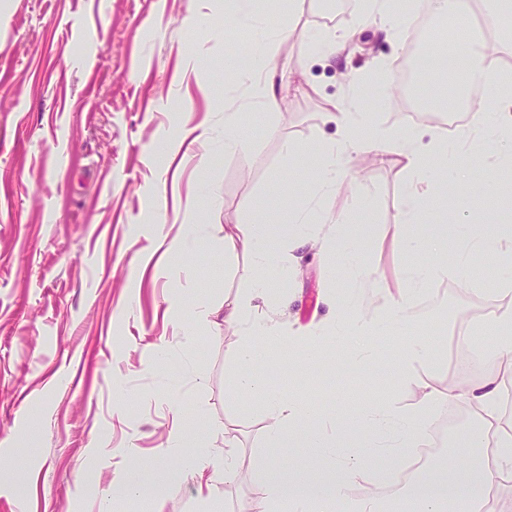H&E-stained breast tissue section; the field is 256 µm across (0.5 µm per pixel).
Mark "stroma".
Instances as JSON below:
<instances>
[{
    "instance_id": "stroma-1",
    "label": "stroma",
    "mask_w": 512,
    "mask_h": 512,
    "mask_svg": "<svg viewBox=\"0 0 512 512\" xmlns=\"http://www.w3.org/2000/svg\"><path fill=\"white\" fill-rule=\"evenodd\" d=\"M224 2L0 0V512H90L133 464L159 488L165 512H203L197 478L174 476L163 457L176 420L214 448L232 435L238 477L222 485L220 507L257 512L254 463L295 470L312 451L270 445L257 403L227 400L242 326L179 319L171 304L220 307L247 286L251 260L225 248L224 237L257 215L276 235L288 234L299 207L361 215V261L395 295L406 288L404 235L452 232L459 202L451 191L428 201L425 224L400 226L405 171L394 155H359L352 186L311 203L308 150L339 137L327 119L332 101L377 61L392 68L406 54V41L368 26L350 52L308 57L309 35L349 26L352 0H271V17L289 16L290 27L278 47V108L267 129H252L244 152L214 153L196 141V127L248 121V91L225 66L235 39L225 31ZM163 139L180 143L167 160L154 152ZM464 192L484 235L512 221L497 196ZM186 224L206 225L207 236L182 258L168 244ZM332 286L351 290L341 258L305 254L285 284L293 300L279 314L291 333L334 316ZM486 300L451 277L415 299L437 354L419 368L421 379L458 386L448 366L455 332L467 324L472 335H489L479 315ZM158 346L173 353L162 369L153 363ZM348 351L332 349L310 367L297 365L288 346H273L254 370L326 416L354 401H417L415 387L366 375L349 392L329 387Z\"/></svg>"
}]
</instances>
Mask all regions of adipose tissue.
<instances>
[{"label": "adipose tissue", "instance_id": "1", "mask_svg": "<svg viewBox=\"0 0 512 512\" xmlns=\"http://www.w3.org/2000/svg\"><path fill=\"white\" fill-rule=\"evenodd\" d=\"M226 13L235 21L252 20L257 25V36L249 53V63L240 75L253 92L257 111L254 121H261L275 111L278 99L275 89V54L277 42L285 37V30L270 33L262 24L269 15L262 0H226ZM459 54L467 65L466 77L477 76L487 86L489 94L471 115L466 129L456 136L432 134L429 146H421L418 134L399 126H383L374 119L373 112L362 104L363 93L352 94L334 102L328 118L339 129V138L333 142L318 143L313 152L317 158V177L314 200L332 196L348 180L350 164L359 153L370 148H382L403 157L406 172L402 210L398 221L418 224L422 210L431 194L450 186L467 185L473 169L484 172L482 188L494 191L497 169L502 161L499 153L488 151V144L512 140V76L502 73L488 59L485 45L464 43ZM297 225L294 236L275 240L266 230L261 218L245 225L241 234L230 239L231 248L242 250L251 258L253 276L243 292L224 302V318L243 325L247 340L237 350V391L257 400L267 422L266 433L270 444L285 440L300 441L304 447L318 449L331 455L332 472L305 467L296 472L270 473L266 467H256L252 478V493L261 505V512H384V508L368 493L351 497L349 486L362 466L391 467L399 458L418 447L430 411L439 403L452 398L463 400L482 421L481 428L458 444L462 468L443 472L442 484L447 497L422 498L407 494L400 501V512H442L447 498L474 500L477 483L488 477L484 462L474 458V447L490 448L498 472L512 473V432L499 428V402L504 377L512 368V336L498 337L484 358L482 375L458 392L442 391L427 383L419 385L420 397L410 407L393 405L369 406L360 409L354 423L362 437L347 442L337 437L335 423L317 419L314 407L303 406L284 398L263 379L254 375L252 366L263 345L274 340H287L298 350V359L310 364L327 354L335 338L348 334L358 345L349 355L357 371L370 369L378 357L373 346L376 337L396 331L405 337L400 352L399 371L407 382L415 381L416 364L430 361L433 342L421 331L422 321L411 313V303L425 286L434 280L455 276L461 280L471 277V257L485 255L498 269V292L502 299L512 298V233H501L496 238L482 236L475 221L462 216L455 226L458 245L456 259L448 257V242L444 236L408 238L404 247L422 251L424 262L410 265L405 271L407 290L393 296L384 295L381 306L369 315H357L351 303L336 301V317L332 322L316 325L308 335L288 336L275 314L286 303L287 296L277 289L290 265L298 262L299 249L321 243L328 251H336L344 258L350 279L366 288L376 287L369 271L359 259L358 244L347 235L343 224L331 217L319 219L300 211L294 216ZM188 442L180 425L170 430V452L182 453L183 469L204 477L207 499L219 500L220 483H228L237 475V457L234 452L216 454L206 440L193 442L191 453H184Z\"/></svg>", "mask_w": 512, "mask_h": 512}]
</instances>
